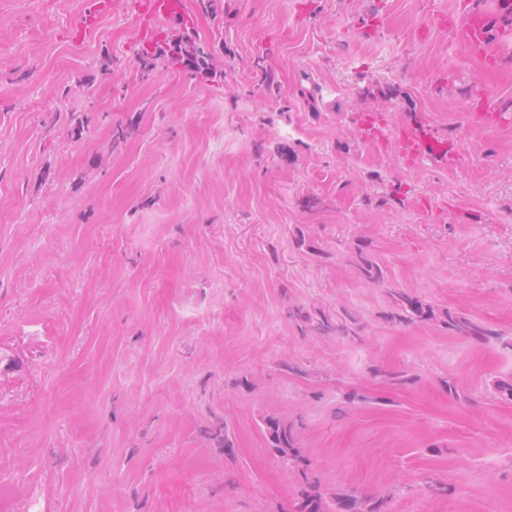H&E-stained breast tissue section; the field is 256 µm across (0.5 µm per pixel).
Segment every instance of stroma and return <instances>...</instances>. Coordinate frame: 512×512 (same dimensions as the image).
<instances>
[{"instance_id":"stroma-1","label":"stroma","mask_w":512,"mask_h":512,"mask_svg":"<svg viewBox=\"0 0 512 512\" xmlns=\"http://www.w3.org/2000/svg\"><path fill=\"white\" fill-rule=\"evenodd\" d=\"M465 2L186 0L161 30L194 32L208 76L144 71L129 0L82 42L85 0H0L6 512H293L308 476L388 512H512V120L470 117L478 82L512 117V34L487 68L435 21ZM366 116L447 160L366 141ZM399 293L501 339L396 320ZM395 145L401 154L421 159L429 156H448L445 147L427 136L422 129L403 127L395 139ZM355 267L360 277L369 284L380 283L384 279L382 267L362 251L356 253ZM297 319H299L302 323L307 327H312L315 329H319L322 331L333 330L336 332V335H349L350 327L348 322H350L349 318L345 315L343 317H337L336 321L329 319L327 315L321 314L320 317L314 318L309 314H303L301 311H297ZM264 423L274 454L285 465L304 471L306 464L300 448L297 447L296 436L292 426L288 422L274 417L266 419Z\"/></svg>"}]
</instances>
